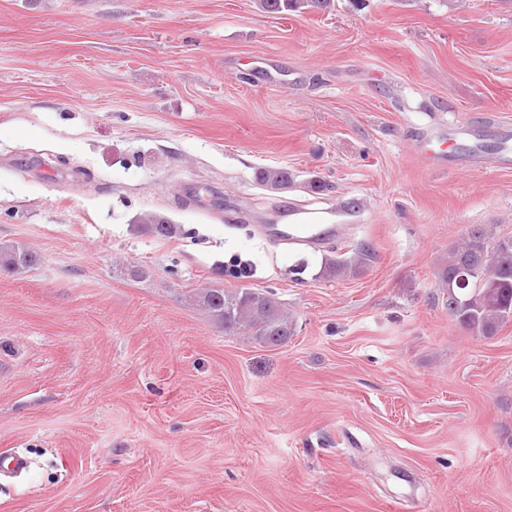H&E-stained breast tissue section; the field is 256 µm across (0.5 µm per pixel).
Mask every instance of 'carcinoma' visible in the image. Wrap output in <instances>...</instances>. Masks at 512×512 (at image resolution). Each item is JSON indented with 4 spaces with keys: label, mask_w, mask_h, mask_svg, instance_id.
I'll return each mask as SVG.
<instances>
[{
    "label": "carcinoma",
    "mask_w": 512,
    "mask_h": 512,
    "mask_svg": "<svg viewBox=\"0 0 512 512\" xmlns=\"http://www.w3.org/2000/svg\"><path fill=\"white\" fill-rule=\"evenodd\" d=\"M334 0H259L267 13L325 11ZM258 181L271 193L293 181L287 170L266 168ZM145 231L157 237H170L175 225L166 218L152 216L142 221ZM38 256L31 250L0 246V270L16 272L35 265ZM475 272L467 288L457 284L461 269ZM439 297L448 314L462 327L481 336H492L511 321L512 313V236L498 237L493 230L475 225L448 251V262L436 272ZM196 299L211 317L224 324V332L246 335L268 346H279L292 334L293 321L282 303L270 295L249 288H207Z\"/></svg>",
    "instance_id": "cac0c4a2"
}]
</instances>
